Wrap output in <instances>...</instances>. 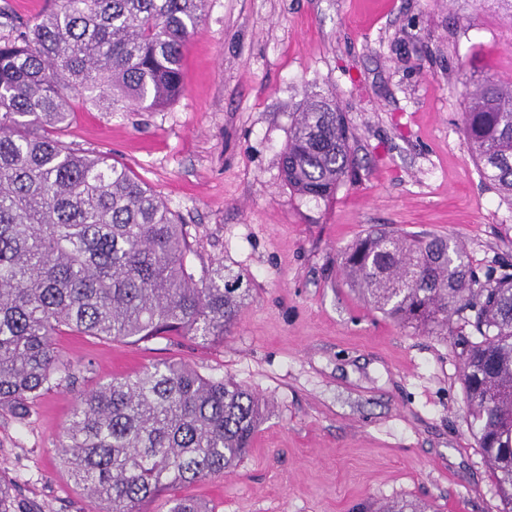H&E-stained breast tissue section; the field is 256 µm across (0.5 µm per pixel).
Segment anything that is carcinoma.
<instances>
[{
    "instance_id": "carcinoma-1",
    "label": "carcinoma",
    "mask_w": 512,
    "mask_h": 512,
    "mask_svg": "<svg viewBox=\"0 0 512 512\" xmlns=\"http://www.w3.org/2000/svg\"><path fill=\"white\" fill-rule=\"evenodd\" d=\"M207 0H55L8 19L0 36V408L25 419L48 393L73 388L87 366L63 356L64 332L138 345L167 336L224 339L250 297L222 262L197 267L190 234L145 182L107 154H82L57 132L74 93L112 112L158 110L183 91L187 43ZM463 132L486 181L512 201V82L466 89ZM344 113L306 94L280 153L295 194L328 201L354 176ZM346 285L405 327L464 341L461 381L470 427L512 512V272L480 279L441 235L371 230L346 249ZM264 416L230 378L165 360L82 393L57 440L58 465L99 512H212L169 491L219 477L247 455ZM372 512H427L407 500Z\"/></svg>"
}]
</instances>
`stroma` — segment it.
Wrapping results in <instances>:
<instances>
[{"label": "stroma", "instance_id": "1", "mask_svg": "<svg viewBox=\"0 0 512 512\" xmlns=\"http://www.w3.org/2000/svg\"><path fill=\"white\" fill-rule=\"evenodd\" d=\"M512 80L500 0H207L182 96L107 112L83 95L62 140L133 169L179 214L195 264L224 262L251 296L223 342L139 345L64 335L86 364L24 420L0 409V478L21 512H98L58 469L55 438L79 395L169 359L251 389L265 415L223 477L179 488L215 512H369L396 499L435 512H502L466 419L461 348L369 309L342 252L379 225L446 235L474 270L512 263V201L482 177L463 133L467 85ZM335 97L356 175L334 199L285 185L279 155L306 93Z\"/></svg>", "mask_w": 512, "mask_h": 512}]
</instances>
